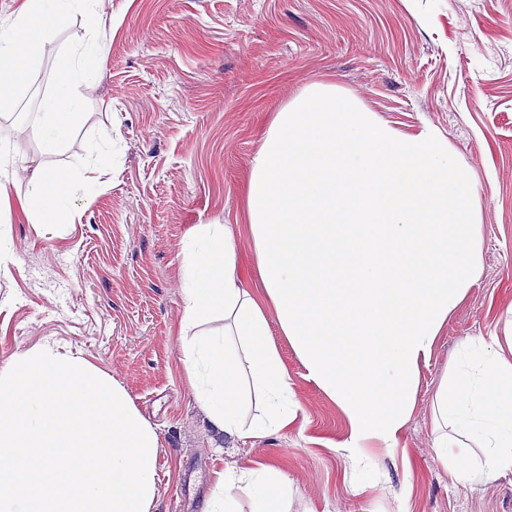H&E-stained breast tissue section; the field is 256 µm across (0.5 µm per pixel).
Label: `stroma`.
I'll return each instance as SVG.
<instances>
[{
  "mask_svg": "<svg viewBox=\"0 0 512 512\" xmlns=\"http://www.w3.org/2000/svg\"><path fill=\"white\" fill-rule=\"evenodd\" d=\"M101 79L54 154L17 146L0 208V370L31 350L78 355L124 388L157 434L152 512H204L220 473L275 467V512H512V473L463 485L436 440L459 437L435 394L477 379L473 349L512 333V0H99ZM89 34L83 16L44 42L29 92L45 95L57 56ZM324 84L403 135L435 128L454 172L475 187L480 274L421 363L395 447H350L347 416L310 375L268 312L297 406L277 433L230 435L190 382L195 333L182 329L184 236L194 224L236 232L245 286L253 242L244 186L276 112ZM86 174L72 213L33 224L19 198L35 170Z\"/></svg>",
  "mask_w": 512,
  "mask_h": 512,
  "instance_id": "1",
  "label": "stroma"
}]
</instances>
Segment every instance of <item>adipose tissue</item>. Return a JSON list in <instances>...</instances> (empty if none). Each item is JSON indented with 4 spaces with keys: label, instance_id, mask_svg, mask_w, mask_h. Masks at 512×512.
Wrapping results in <instances>:
<instances>
[{
    "label": "adipose tissue",
    "instance_id": "obj_1",
    "mask_svg": "<svg viewBox=\"0 0 512 512\" xmlns=\"http://www.w3.org/2000/svg\"><path fill=\"white\" fill-rule=\"evenodd\" d=\"M73 176L40 171L21 203L34 224L68 212ZM474 187L453 173L433 132L398 136L320 86L277 112L247 184L248 219L262 297L244 285L228 224L195 225L183 288L184 326L222 313L219 334L198 335L189 362L213 424L241 434V379L250 371L268 400L261 433L292 423L296 407L271 338L266 307L300 351L322 390L343 407L353 441L394 446L410 416L421 361L465 290L480 273V245L464 230ZM478 381L440 397L474 440L452 455L466 484L512 473V343L477 352ZM275 468L223 474L224 494L206 512H271Z\"/></svg>",
    "mask_w": 512,
    "mask_h": 512
}]
</instances>
